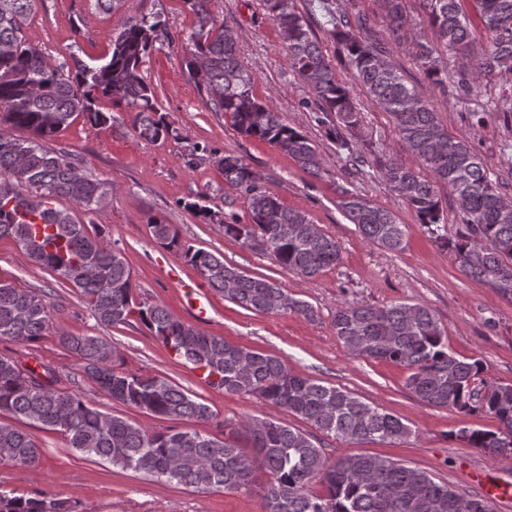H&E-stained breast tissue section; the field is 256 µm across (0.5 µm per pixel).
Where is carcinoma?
I'll return each mask as SVG.
<instances>
[{
	"label": "carcinoma",
	"instance_id": "cac0c4a2",
	"mask_svg": "<svg viewBox=\"0 0 512 512\" xmlns=\"http://www.w3.org/2000/svg\"><path fill=\"white\" fill-rule=\"evenodd\" d=\"M36 0H0V112L11 127L30 133L16 137L0 129V238L14 239L28 260L57 275L83 296L91 315L105 328L146 327L210 384L224 392L254 397L284 408L307 421L325 437L347 443H395L415 432L384 408L352 392L297 375L279 358L231 343L175 317L160 302L141 300L121 249L111 245L102 228L89 231L75 215L98 212L112 196V183L75 162L71 154L49 146L61 130L82 117L94 126L113 122L99 101L131 114L139 137L156 143L174 129L160 113L144 67L156 45L170 40L159 20L124 18L110 35L109 52L87 64L57 61L28 42L26 26ZM194 17L184 56L187 74L216 112L227 114L237 131L268 142L314 176L325 172L315 143L287 124L277 107L253 92L256 73L240 60L238 41L218 20L215 0H184ZM288 51L294 78L310 94L302 102L309 118L325 129L358 174L371 168L398 193L437 241L448 243L440 188L455 196L463 216L452 242L467 275L512 300V198L498 191L481 155L467 142L448 134L447 126L424 93L387 59L385 43L370 18L339 9L336 0H308L317 5L322 27L341 46L353 80L392 119L408 152L432 175L386 153L361 134L362 114L348 85L324 51L295 0H263ZM431 41L408 27L405 0H378L391 31L411 45L414 61L434 87L448 81L442 53L460 63L457 85L466 94L512 75V0H420ZM488 34L474 53L473 30ZM190 162L216 157L224 181L249 202L247 220L236 214L215 220L207 205L186 202L206 223L224 225V236L249 250L270 256L285 272L311 278L341 259L340 246L296 209L284 206L261 186L259 175L233 153L217 156L206 145L189 146ZM337 206L364 240L399 252L406 247V225L391 210L358 193L345 180L336 184ZM157 243L178 254L224 300L262 314L293 312L314 316L307 302L276 282L251 276L224 261L218 252L182 241L178 229L154 218ZM53 304L42 292L0 283V340L37 341L52 327ZM332 326L351 355L385 361L406 371V389L427 404L455 409L462 417L476 412L496 419L487 431L468 422L451 436L496 460L512 455V385L483 377V364L462 357L433 311L423 304L396 302L374 306L342 302ZM61 343L81 361L85 378L97 392L127 407L168 421L210 422L213 413L162 376L118 369L112 345L102 336L60 334ZM50 367L24 366L0 355V416L36 424L61 435L68 447L116 467L164 484L198 491L250 492L256 472L264 512H494L492 501L439 483L426 471L386 458L349 454L328 460L309 435L271 418L249 417L224 439L198 430L149 429L102 412L88 396L57 388ZM0 464L34 466L37 444L24 430L0 422ZM0 512H80L77 503L44 492L37 497L0 493Z\"/></svg>",
	"mask_w": 512,
	"mask_h": 512
}]
</instances>
